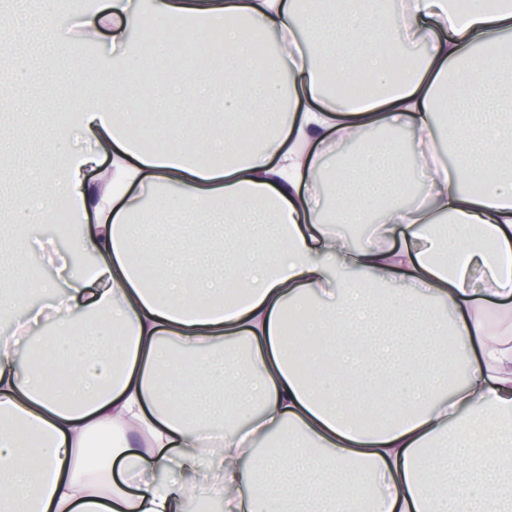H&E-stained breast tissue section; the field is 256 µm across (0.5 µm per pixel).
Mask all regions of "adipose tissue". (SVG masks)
<instances>
[{"instance_id":"1","label":"adipose tissue","mask_w":512,"mask_h":512,"mask_svg":"<svg viewBox=\"0 0 512 512\" xmlns=\"http://www.w3.org/2000/svg\"><path fill=\"white\" fill-rule=\"evenodd\" d=\"M69 4L93 37L112 19L97 89L55 127L96 149L27 169L38 191L11 221L48 224L66 203L97 224L62 254L52 307L0 294L19 324L53 327L24 365L19 338L0 336V512H184L215 476L224 512H512V0L491 13L405 0L391 16L383 0H148L193 19L181 54L194 67L171 94L206 106L185 117L200 134L159 118L163 150L132 134L150 92L132 73L170 74L130 45L137 0ZM300 26L296 50L252 57L251 30ZM418 40L424 56L391 74ZM360 68L374 88L328 96L329 78ZM103 155L110 173L87 181ZM412 156L426 193L405 206ZM332 158L344 172L326 188ZM175 212L223 213L221 244L147 282L133 218ZM348 217L374 243L352 245ZM289 309L298 336L325 337L328 365L293 366ZM383 401L378 425L354 418Z\"/></svg>"}]
</instances>
